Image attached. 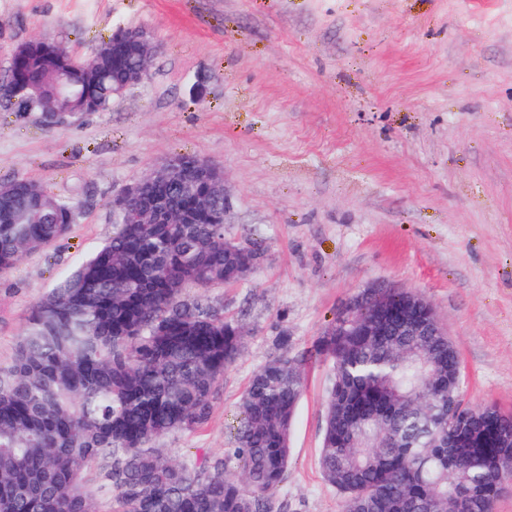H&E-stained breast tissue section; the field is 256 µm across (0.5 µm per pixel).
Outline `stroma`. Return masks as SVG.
Here are the masks:
<instances>
[{"mask_svg":"<svg viewBox=\"0 0 512 512\" xmlns=\"http://www.w3.org/2000/svg\"><path fill=\"white\" fill-rule=\"evenodd\" d=\"M120 27L158 50L108 110L52 123L0 104V182L78 205L0 277V366L35 302L112 236L113 198L192 154L224 168L226 239L264 256L242 283L184 292L247 336L207 424L158 440L168 458L223 456L276 336L310 350L369 289L423 296L469 405L512 413V0H0V79L42 34L85 58ZM328 371L306 366L276 496L289 512H341L318 461Z\"/></svg>","mask_w":512,"mask_h":512,"instance_id":"35a3bbf8","label":"stroma"}]
</instances>
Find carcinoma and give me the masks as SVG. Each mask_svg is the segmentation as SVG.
Instances as JSON below:
<instances>
[{
	"instance_id": "cac0c4a2",
	"label": "carcinoma",
	"mask_w": 512,
	"mask_h": 512,
	"mask_svg": "<svg viewBox=\"0 0 512 512\" xmlns=\"http://www.w3.org/2000/svg\"><path fill=\"white\" fill-rule=\"evenodd\" d=\"M119 28L73 62L54 41L17 46L7 79L41 91L14 103L42 111L64 76L72 112H103L112 88L138 65L112 53ZM0 197V273L29 244L61 238L74 206L40 185L8 182ZM177 207L196 224H118L107 242L61 276L34 305L12 362L0 367V512H278L290 462L304 364L329 362L320 467L341 512H494L512 469V448L448 447L460 427L481 434L512 417L466 407L448 423V378L464 384L459 352L444 329L429 336H372L375 324L410 314L435 325L421 296L378 290L343 310L304 354L291 337L250 378L231 446L219 458L169 460L156 441L203 427L224 370L239 356L243 326L200 300L191 286L233 284L256 266L261 244L224 248V196L207 183Z\"/></svg>"
}]
</instances>
